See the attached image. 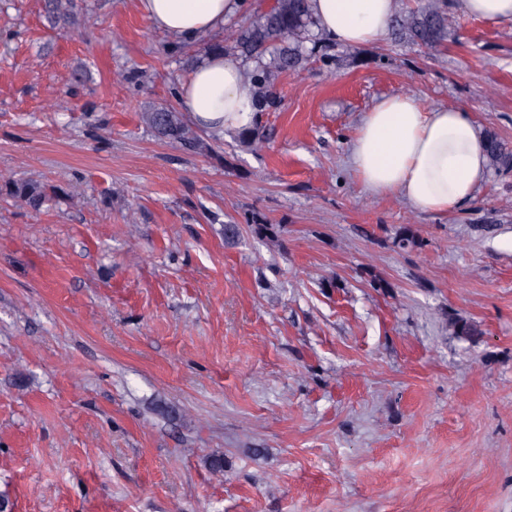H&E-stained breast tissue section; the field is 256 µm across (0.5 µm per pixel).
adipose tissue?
<instances>
[{"label": "adipose tissue", "mask_w": 512, "mask_h": 512, "mask_svg": "<svg viewBox=\"0 0 512 512\" xmlns=\"http://www.w3.org/2000/svg\"><path fill=\"white\" fill-rule=\"evenodd\" d=\"M158 32L195 43L222 30L240 0H136ZM319 31L342 46L382 42L395 0H311ZM179 101L203 129H242L252 120L241 64L207 49L179 86ZM351 168L379 196L398 195L417 211L445 214L470 200L488 173L485 137L469 112L424 107L407 93L377 101L351 142Z\"/></svg>", "instance_id": "adipose-tissue-1"}]
</instances>
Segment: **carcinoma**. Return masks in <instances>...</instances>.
<instances>
[{"label": "carcinoma", "instance_id": "obj_1", "mask_svg": "<svg viewBox=\"0 0 512 512\" xmlns=\"http://www.w3.org/2000/svg\"><path fill=\"white\" fill-rule=\"evenodd\" d=\"M48 14L50 22L66 32L79 28L82 23L76 0H48ZM449 25L445 0H426L424 7L406 11L395 19L397 31L425 47L442 42L448 36ZM315 26L309 0H273L268 8L243 20L224 41V53L251 65L246 78L251 85L255 112L275 108L279 75L304 67L315 55L312 50L306 51V43L313 41ZM142 120L172 145L200 154L211 151L210 144L197 135L181 112L154 106L142 113ZM239 136L256 151L266 143V134L256 123L240 130ZM486 152L496 168L512 169V147L496 135L486 138ZM10 195L35 211L45 201L43 188L31 181L12 183Z\"/></svg>", "mask_w": 512, "mask_h": 512}]
</instances>
